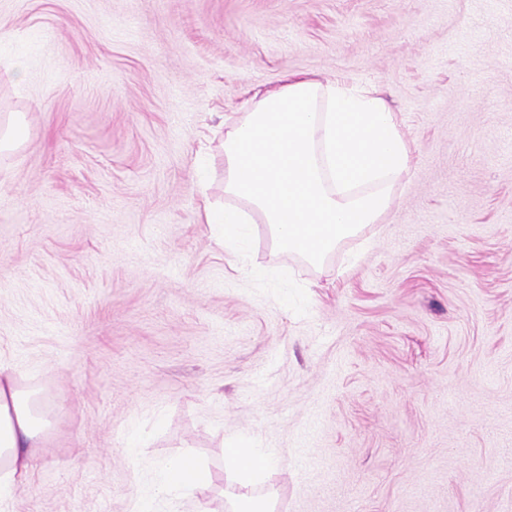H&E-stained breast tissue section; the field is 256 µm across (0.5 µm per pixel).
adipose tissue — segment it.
Returning a JSON list of instances; mask_svg holds the SVG:
<instances>
[{"mask_svg": "<svg viewBox=\"0 0 512 512\" xmlns=\"http://www.w3.org/2000/svg\"><path fill=\"white\" fill-rule=\"evenodd\" d=\"M412 152L397 112L373 86L309 75L288 77L256 101L224 134V192L237 203L223 214L224 250L240 253L250 237L251 213L267 224L277 251L320 261L336 243L376 223L395 202ZM25 389L12 362L0 359V512L28 481L45 444L47 424L38 407L48 402ZM274 465L271 455L241 438L224 452L233 512H272L251 491ZM207 472L190 454L173 456L149 490L131 486L136 512L153 502L174 507L208 491Z\"/></svg>", "mask_w": 512, "mask_h": 512, "instance_id": "1", "label": "adipose tissue"}]
</instances>
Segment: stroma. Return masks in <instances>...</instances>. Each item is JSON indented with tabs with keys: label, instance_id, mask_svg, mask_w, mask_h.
<instances>
[{
	"label": "stroma",
	"instance_id": "obj_1",
	"mask_svg": "<svg viewBox=\"0 0 512 512\" xmlns=\"http://www.w3.org/2000/svg\"><path fill=\"white\" fill-rule=\"evenodd\" d=\"M12 58L0 358L53 426L8 512H131L178 451L225 512L238 436L278 512H512V0H0ZM291 74L378 86L413 161L320 262L237 257L224 120Z\"/></svg>",
	"mask_w": 512,
	"mask_h": 512
}]
</instances>
